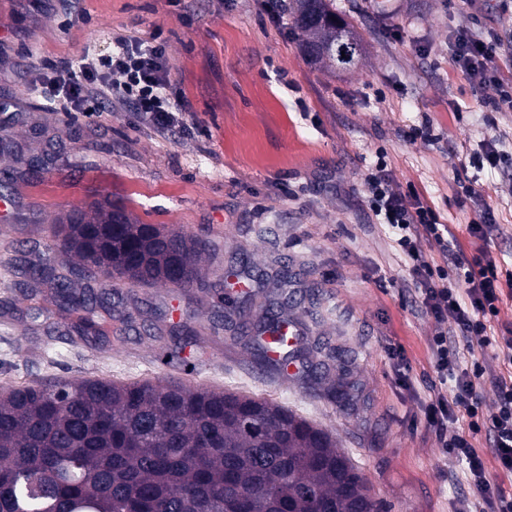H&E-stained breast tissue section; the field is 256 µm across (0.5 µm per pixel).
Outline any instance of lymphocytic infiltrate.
Instances as JSON below:
<instances>
[{"label":"lymphocytic infiltrate","mask_w":512,"mask_h":512,"mask_svg":"<svg viewBox=\"0 0 512 512\" xmlns=\"http://www.w3.org/2000/svg\"><path fill=\"white\" fill-rule=\"evenodd\" d=\"M508 54L512 44L467 29L458 30L451 42V58L462 75L475 86L494 89L487 101L494 112L512 111V79L502 77L496 65ZM54 71L64 111L93 118L111 111L118 99L157 129L187 126V107L171 92L162 29H155L147 40L115 38L110 53L58 64ZM365 186L367 206L414 280L422 313L437 325L428 341L435 394L422 401L420 411L427 427L451 434L450 451L477 493L476 499H462L458 512H512V490L490 480L487 470L492 464L512 477V375L499 377L497 408L484 414L479 384L486 367L474 353L478 345L493 348L512 366V336L492 331L500 304L512 296V269L482 248L466 255L435 207L415 189L393 188L385 156H378L369 168ZM427 243L436 246V255L424 251ZM480 433L491 442V458H484L472 442Z\"/></svg>","instance_id":"lymphocytic-infiltrate-1"}]
</instances>
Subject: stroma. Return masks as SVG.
Returning <instances> with one entry per match:
<instances>
[{"instance_id":"35a3bbf8","label":"stroma","mask_w":512,"mask_h":512,"mask_svg":"<svg viewBox=\"0 0 512 512\" xmlns=\"http://www.w3.org/2000/svg\"><path fill=\"white\" fill-rule=\"evenodd\" d=\"M363 56L346 71L308 62L304 36L277 25L261 0H0V129L39 173L0 156V256H28L71 210L112 204L140 224L210 240L207 284L231 267L275 297L289 272L298 304L288 314L306 342L338 352L337 374L354 387L348 409L292 377L260 371L220 330L210 360L176 358L177 341L130 336L98 349L31 328L26 301L0 269V386L42 377L174 379L256 395L332 430L359 468L380 512H457L474 492L462 464L420 420L432 395L428 339L436 324L413 309L417 292L365 202L363 178L383 149L393 187L414 185L469 246L475 181L494 209L488 248L512 265V172H477L484 142L512 154V112L489 113L491 89L472 85L450 60L461 28L512 41V12L497 0H333ZM161 28L170 79L198 125L161 132L130 105L88 121L58 111L46 92L51 59L76 62L121 35ZM428 125L433 141H409ZM136 317L170 305L199 309L169 286L134 287ZM402 345L413 391L400 386L389 350Z\"/></svg>"}]
</instances>
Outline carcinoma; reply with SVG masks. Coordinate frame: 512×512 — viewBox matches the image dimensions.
<instances>
[{"label": "carcinoma", "mask_w": 512, "mask_h": 512, "mask_svg": "<svg viewBox=\"0 0 512 512\" xmlns=\"http://www.w3.org/2000/svg\"><path fill=\"white\" fill-rule=\"evenodd\" d=\"M288 10L306 39L305 55L331 69L355 64L361 44L330 0H289ZM209 240L134 224L120 210L82 212L53 225L35 263L3 261L35 304L32 321L48 336L100 342L133 330L155 342L163 333L184 336L205 354L206 337L188 327L187 313L164 324L165 313L136 322L132 295L120 283L161 282L178 293L195 288L221 310L216 331L253 304L225 294L224 280L203 287ZM75 262L64 266L55 255ZM89 287L77 291L73 281ZM291 277L282 275L278 299L259 305L256 321L241 326L252 360L276 372L296 357L278 340L281 317L293 301ZM325 347L303 351L310 387L331 376L319 359ZM353 386L337 380L327 396L350 405ZM0 512H379L351 458L330 431L287 407L232 391L163 379L49 378L0 388Z\"/></svg>", "instance_id": "1"}]
</instances>
